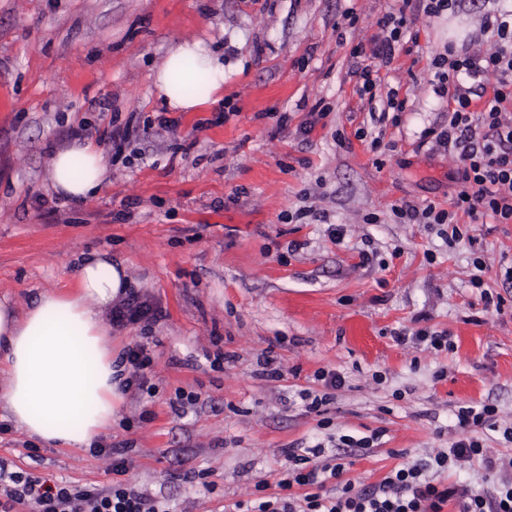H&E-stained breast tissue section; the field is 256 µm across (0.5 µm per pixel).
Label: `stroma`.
<instances>
[{"instance_id": "35a3bbf8", "label": "stroma", "mask_w": 512, "mask_h": 512, "mask_svg": "<svg viewBox=\"0 0 512 512\" xmlns=\"http://www.w3.org/2000/svg\"><path fill=\"white\" fill-rule=\"evenodd\" d=\"M399 13L403 50L357 93L352 48ZM448 18L402 0H0V296L26 307L74 287L79 258L105 251L162 312L110 332L116 357L144 342L155 394H123L98 449L11 426L0 458L106 486L107 448L126 443L124 482L168 512H236L257 484L275 493L286 449L322 445L320 462L343 455L368 487L464 437L466 404L494 405L496 428L476 434L512 451V223L460 212L455 239L394 213L451 210L460 186L457 150L433 135L448 122L433 66ZM186 41L223 53L224 95L171 112L153 76ZM392 93L403 109L380 122ZM79 126L108 174L74 202L47 169ZM268 358L282 378L262 377ZM323 370L344 384L313 411L301 393ZM180 393L198 401L178 413Z\"/></svg>"}]
</instances>
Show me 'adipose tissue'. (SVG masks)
I'll use <instances>...</instances> for the list:
<instances>
[{
  "instance_id": "obj_1",
  "label": "adipose tissue",
  "mask_w": 512,
  "mask_h": 512,
  "mask_svg": "<svg viewBox=\"0 0 512 512\" xmlns=\"http://www.w3.org/2000/svg\"><path fill=\"white\" fill-rule=\"evenodd\" d=\"M194 58L211 76V90H224V62L199 41L178 45L153 80L155 96L173 112H198L204 98L178 95L175 80L182 59ZM82 161V173L73 170ZM101 150L75 144L55 154L48 168L53 191L73 201L103 183ZM131 285L125 266L106 252L85 255L71 292L46 291L26 311L0 299V405L28 435L68 448L90 447L112 425L122 376L107 343L102 309L125 296Z\"/></svg>"
}]
</instances>
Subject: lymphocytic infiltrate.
<instances>
[{
  "label": "lymphocytic infiltrate",
  "mask_w": 512,
  "mask_h": 512,
  "mask_svg": "<svg viewBox=\"0 0 512 512\" xmlns=\"http://www.w3.org/2000/svg\"><path fill=\"white\" fill-rule=\"evenodd\" d=\"M484 25L495 43L490 53L449 49L448 68L437 78L452 86L448 100V124L437 139L453 145L462 163L461 189L455 209L482 213L499 224L512 223V118L501 112L504 101L512 99V9L486 11ZM497 77L492 98L481 113L471 110L472 99L484 76ZM288 467L276 481L277 493L248 501L244 512H512V464L496 451L484 447L475 436L451 443L439 452L433 464L447 471L454 465H480L495 474L492 488L433 483L417 466H403L366 488H354L345 481L344 463H316L319 448L302 455L286 449ZM127 451L115 449L112 472L117 480L109 487L66 483L47 484L33 473L14 470L0 458V512L14 504H25L30 512H164L158 502L138 492L119 477L127 469ZM334 489H327V482ZM304 488L295 496L294 487Z\"/></svg>",
  "instance_id": "f902f5d3"
}]
</instances>
